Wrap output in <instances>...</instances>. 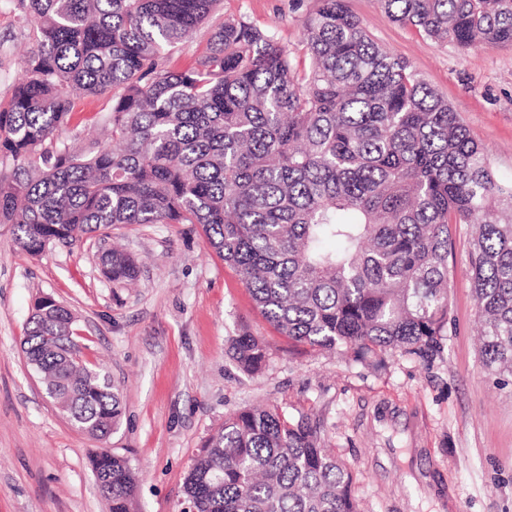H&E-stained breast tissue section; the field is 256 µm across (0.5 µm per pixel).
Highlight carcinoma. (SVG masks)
Masks as SVG:
<instances>
[{
	"label": "carcinoma",
	"mask_w": 512,
	"mask_h": 512,
	"mask_svg": "<svg viewBox=\"0 0 512 512\" xmlns=\"http://www.w3.org/2000/svg\"><path fill=\"white\" fill-rule=\"evenodd\" d=\"M395 21L461 48L512 45V0H379ZM218 0H17L37 43L0 105V224L17 249L135 224H197L282 335L313 348L425 357L448 331L453 229L472 224L468 273L481 358L512 377V183L404 59L345 0H317L302 53L226 18L182 69L169 54ZM106 95L107 140L70 144L75 100ZM98 263L136 281L128 253ZM64 305L31 315L27 359L66 416L108 436L118 388L86 362ZM231 358L253 374L248 332ZM110 512H133L127 460L96 451ZM346 466L317 427L246 408L205 442L185 479L195 512H359Z\"/></svg>",
	"instance_id": "1"
}]
</instances>
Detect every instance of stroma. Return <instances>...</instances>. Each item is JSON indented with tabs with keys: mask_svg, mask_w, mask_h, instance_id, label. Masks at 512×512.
<instances>
[{
	"mask_svg": "<svg viewBox=\"0 0 512 512\" xmlns=\"http://www.w3.org/2000/svg\"><path fill=\"white\" fill-rule=\"evenodd\" d=\"M374 42L406 58L484 145L499 179L512 181V46L462 49L394 21L379 0H347ZM316 0H222L172 56L186 66L212 24L244 18L302 49ZM11 0H0V103L34 48ZM468 226L454 232L448 334L425 358L388 351L358 357L282 336L261 315L236 269L192 224L117 228L107 242L83 235L38 256L17 251L0 224V512H108L90 458L125 457L136 478L134 512H182L184 481L205 440L239 410L274 405L305 415L352 472L361 512H512V378L489 372L478 341L467 272ZM118 246L139 262L138 281L113 285L96 259ZM74 315L84 360L120 389L119 427L99 440L48 398L23 340L38 297ZM247 331L267 351L243 373L230 358Z\"/></svg>",
	"mask_w": 512,
	"mask_h": 512,
	"instance_id": "1",
	"label": "stroma"
}]
</instances>
